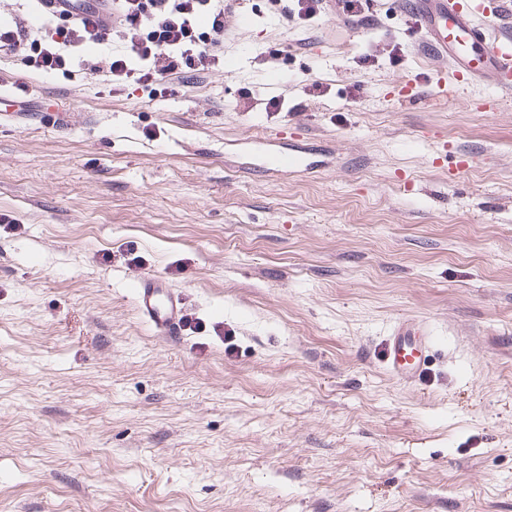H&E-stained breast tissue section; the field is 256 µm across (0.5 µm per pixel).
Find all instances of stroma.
<instances>
[{
    "label": "stroma",
    "instance_id": "obj_1",
    "mask_svg": "<svg viewBox=\"0 0 512 512\" xmlns=\"http://www.w3.org/2000/svg\"><path fill=\"white\" fill-rule=\"evenodd\" d=\"M242 2L201 80L0 56V91L69 113L0 121V512H512V91L439 87L398 0L362 34ZM291 144L311 171L258 173ZM400 318L440 341L414 384ZM131 288L137 309L154 335L179 340L185 311L182 297L156 276H141ZM433 334L425 321L398 319L385 345V362L399 380L414 382L427 368L433 348Z\"/></svg>",
    "mask_w": 512,
    "mask_h": 512
}]
</instances>
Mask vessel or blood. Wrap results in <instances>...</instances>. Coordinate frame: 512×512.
Segmentation results:
<instances>
[{"label": "vessel or blood", "instance_id": "vessel-or-blood-1", "mask_svg": "<svg viewBox=\"0 0 512 512\" xmlns=\"http://www.w3.org/2000/svg\"><path fill=\"white\" fill-rule=\"evenodd\" d=\"M411 15L424 44L447 62L459 83L481 82L512 89V0H497L487 8L485 0H401ZM303 166L297 150L271 155L263 167L267 173H291ZM137 309L154 335L179 339L184 323V302L164 280L139 277L132 286ZM433 334L426 322L402 318L395 321L385 345V362L399 380L420 378L430 361Z\"/></svg>", "mask_w": 512, "mask_h": 512}]
</instances>
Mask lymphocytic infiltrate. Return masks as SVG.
Returning a JSON list of instances; mask_svg holds the SVG:
<instances>
[{
  "instance_id": "lymphocytic-infiltrate-1",
  "label": "lymphocytic infiltrate",
  "mask_w": 512,
  "mask_h": 512,
  "mask_svg": "<svg viewBox=\"0 0 512 512\" xmlns=\"http://www.w3.org/2000/svg\"><path fill=\"white\" fill-rule=\"evenodd\" d=\"M86 15L13 14L0 5V54L29 40L21 58L29 71L69 77L93 69L91 49L121 37L125 49L112 59L109 73L120 84H145L187 71L209 72L219 61L212 49L224 42V0H117L119 18H97L93 4Z\"/></svg>"
}]
</instances>
